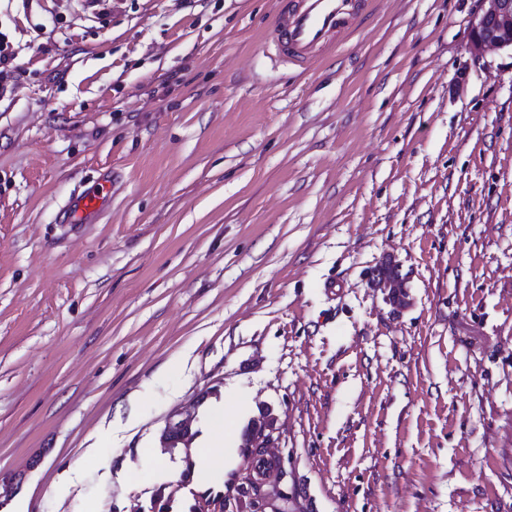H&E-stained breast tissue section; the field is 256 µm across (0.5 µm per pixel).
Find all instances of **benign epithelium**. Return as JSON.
I'll return each instance as SVG.
<instances>
[{
  "label": "benign epithelium",
  "mask_w": 512,
  "mask_h": 512,
  "mask_svg": "<svg viewBox=\"0 0 512 512\" xmlns=\"http://www.w3.org/2000/svg\"><path fill=\"white\" fill-rule=\"evenodd\" d=\"M480 9L474 13L470 22V52L479 60L491 51H512V0H481ZM396 278L384 275L380 268L381 282L378 288L384 300L392 305H404L408 302V293L404 278L397 267H392ZM276 428L266 423L251 436L249 450L244 452V465L224 496V502H238L243 505L241 512H291L293 493L285 483L288 472L284 457H279V466L274 479H265L260 492L253 493L251 478L253 459L251 449L270 451L278 443Z\"/></svg>",
  "instance_id": "benign-epithelium-1"
}]
</instances>
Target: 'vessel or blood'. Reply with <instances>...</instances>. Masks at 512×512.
<instances>
[{
    "mask_svg": "<svg viewBox=\"0 0 512 512\" xmlns=\"http://www.w3.org/2000/svg\"><path fill=\"white\" fill-rule=\"evenodd\" d=\"M370 0H297L295 8L278 13L273 26L265 33V42L276 48L284 61L309 65L316 62L336 33L348 29L352 20ZM111 198L106 185L88 189L61 215L65 224L91 221Z\"/></svg>",
    "mask_w": 512,
    "mask_h": 512,
    "instance_id": "1",
    "label": "vessel or blood"
}]
</instances>
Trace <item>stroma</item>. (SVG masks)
<instances>
[{"label":"stroma","mask_w":512,"mask_h":512,"mask_svg":"<svg viewBox=\"0 0 512 512\" xmlns=\"http://www.w3.org/2000/svg\"><path fill=\"white\" fill-rule=\"evenodd\" d=\"M477 5L373 0L306 68L263 49L278 0H0V512H220L264 410L294 512H512V53L472 64ZM105 183H110V180H104V183L97 187L86 190L75 203L68 204L62 211L61 222L63 224H88L104 209L112 196ZM390 267L393 273L396 274V278H388L384 275V268ZM384 268H379L375 274L378 276V280L382 279L380 284L377 286L384 295V300L392 305H405L408 302V293L406 290V283L404 278L400 275L399 270L394 265H386ZM379 274H381L379 276ZM196 419L195 411L191 409H184L177 411L173 414V416L169 419L167 425L183 427V428H190L193 421ZM195 435V432H191V428L184 431H177V432H170L167 431V428L164 430V439L165 440H175V444L173 447H176V445L181 441H187L190 438H192ZM224 438L216 440L211 438L208 446L197 448L196 467L194 470L195 478L198 483H208L212 477L224 469V457L216 453L213 448H222Z\"/></svg>","instance_id":"35a3bbf8"}]
</instances>
